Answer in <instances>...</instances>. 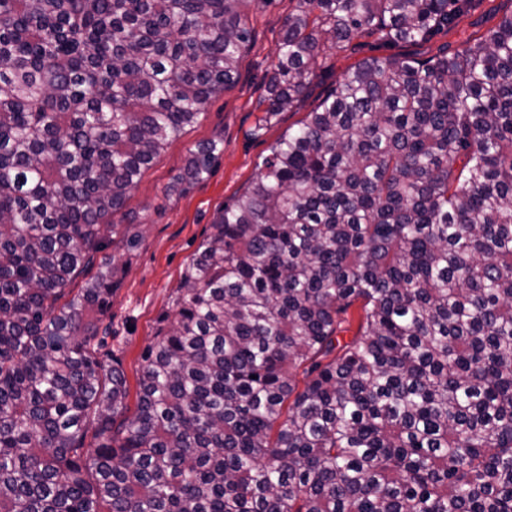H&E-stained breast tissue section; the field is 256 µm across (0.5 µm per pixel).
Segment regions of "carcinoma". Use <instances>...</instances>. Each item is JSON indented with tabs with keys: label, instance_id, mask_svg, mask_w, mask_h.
I'll use <instances>...</instances> for the list:
<instances>
[{
	"label": "carcinoma",
	"instance_id": "cac0c4a2",
	"mask_svg": "<svg viewBox=\"0 0 512 512\" xmlns=\"http://www.w3.org/2000/svg\"><path fill=\"white\" fill-rule=\"evenodd\" d=\"M484 2L296 0L257 129L325 40L423 45ZM272 3L0 0V512H512V10L454 53L358 62L269 147L116 423L120 268L66 285Z\"/></svg>",
	"mask_w": 512,
	"mask_h": 512
}]
</instances>
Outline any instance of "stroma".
I'll return each instance as SVG.
<instances>
[{
	"mask_svg": "<svg viewBox=\"0 0 512 512\" xmlns=\"http://www.w3.org/2000/svg\"><path fill=\"white\" fill-rule=\"evenodd\" d=\"M291 8L290 0H274L265 10L251 15L252 38L240 59L237 81L217 93L199 120L143 172L137 188L112 217L114 223L128 226L130 233L137 235L138 244L127 248L125 237L120 235L104 251L105 256L123 264L125 271L112 292L107 344L97 354L114 359L125 374L127 415L136 412L142 356L153 341L157 321L170 311V297L183 267L209 236L216 211L246 190L269 146L306 121L324 93L349 68L364 58L387 53L369 38L342 48L325 47L308 96L273 117L261 135H254L257 106ZM209 140L223 141L224 150L208 177L185 192H170V184L185 165L188 149Z\"/></svg>",
	"mask_w": 512,
	"mask_h": 512,
	"instance_id": "obj_1",
	"label": "stroma"
}]
</instances>
